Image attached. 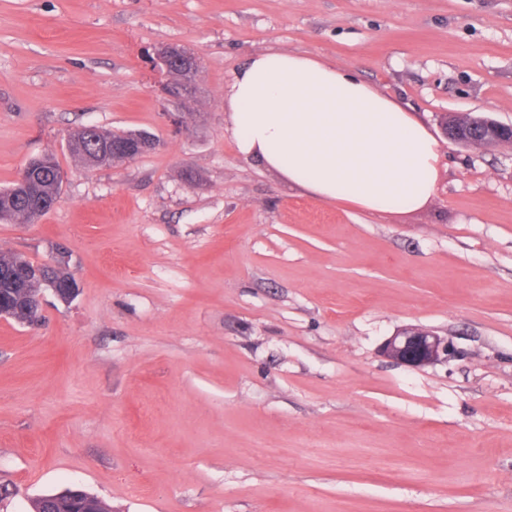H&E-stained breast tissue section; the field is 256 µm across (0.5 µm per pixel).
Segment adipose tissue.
I'll return each mask as SVG.
<instances>
[{
	"label": "adipose tissue",
	"mask_w": 512,
	"mask_h": 512,
	"mask_svg": "<svg viewBox=\"0 0 512 512\" xmlns=\"http://www.w3.org/2000/svg\"><path fill=\"white\" fill-rule=\"evenodd\" d=\"M224 101L239 153L316 199L384 215L421 209L437 192L436 136L347 69L261 53L236 73Z\"/></svg>",
	"instance_id": "obj_1"
}]
</instances>
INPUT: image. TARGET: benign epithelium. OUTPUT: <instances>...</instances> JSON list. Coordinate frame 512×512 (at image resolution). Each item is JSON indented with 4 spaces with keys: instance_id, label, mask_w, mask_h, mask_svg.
Instances as JSON below:
<instances>
[{
    "instance_id": "obj_1",
    "label": "benign epithelium",
    "mask_w": 512,
    "mask_h": 512,
    "mask_svg": "<svg viewBox=\"0 0 512 512\" xmlns=\"http://www.w3.org/2000/svg\"><path fill=\"white\" fill-rule=\"evenodd\" d=\"M158 71L166 76L162 90L166 97L178 104L185 95V82L178 84L170 79L174 69L179 74L198 83L201 73L200 57L177 45H167L155 51ZM445 136L459 144L479 148H497L512 144V124L473 112L449 113L442 121ZM448 339L421 327H406L383 340L378 352L386 359L410 367L422 368L448 359Z\"/></svg>"
}]
</instances>
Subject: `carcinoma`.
<instances>
[{"label": "carcinoma", "instance_id": "cac0c4a2", "mask_svg": "<svg viewBox=\"0 0 512 512\" xmlns=\"http://www.w3.org/2000/svg\"><path fill=\"white\" fill-rule=\"evenodd\" d=\"M135 135V131H122L119 133L97 129L89 131L84 127L77 129L71 136V151L83 163H88L97 153L99 143H106L112 139L126 141V137ZM29 170V183L25 187L15 185L0 189V221L17 224H30L35 213L45 215L52 208L53 203L61 192V166L55 155L44 154L34 158L27 164ZM29 267H37L50 281L63 288H75L77 283L68 274L66 265L68 255L58 251L53 263L35 264L25 256L14 252H0V289L14 290V296L3 306L6 317L16 319L24 316L26 290L29 288H42L44 284L33 279L28 285H21L12 280L9 273L20 263ZM71 501L63 493L46 494L33 502V512H69Z\"/></svg>", "mask_w": 512, "mask_h": 512}]
</instances>
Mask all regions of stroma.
Listing matches in <instances>:
<instances>
[{"label": "stroma", "instance_id": "1", "mask_svg": "<svg viewBox=\"0 0 512 512\" xmlns=\"http://www.w3.org/2000/svg\"><path fill=\"white\" fill-rule=\"evenodd\" d=\"M197 53L161 97L148 54ZM352 69L440 142L436 198L372 215L239 154L224 92L254 54ZM512 0H0V189L53 153L61 195L0 251L68 252L79 292L0 318V512L77 485L112 512H512ZM159 148L112 169L81 126ZM448 338L422 368L377 353ZM155 56L156 67L164 77H170L174 69L178 67L179 74L185 78L184 81L178 82L179 75L175 72L172 78L173 81L178 82L177 85L170 78H167L162 84V90L166 97L170 101L179 104L185 95L186 79L191 80L196 85L198 83L202 68L200 57L194 52L177 45L164 46L155 51ZM445 136L459 144L497 148L512 144V124L473 112L449 113L442 121ZM97 130H93L94 126H86L78 128L71 136L70 148L71 151L80 159L85 165L91 160V158L97 153L99 143L105 144L106 142H112V139L117 141H123L126 143H133L131 139H126L125 136H134L139 131H122L119 133L104 131L95 127ZM449 351L448 339L421 327L397 330L378 348L382 357L410 368L437 364L448 359Z\"/></svg>", "mask_w": 512, "mask_h": 512}]
</instances>
